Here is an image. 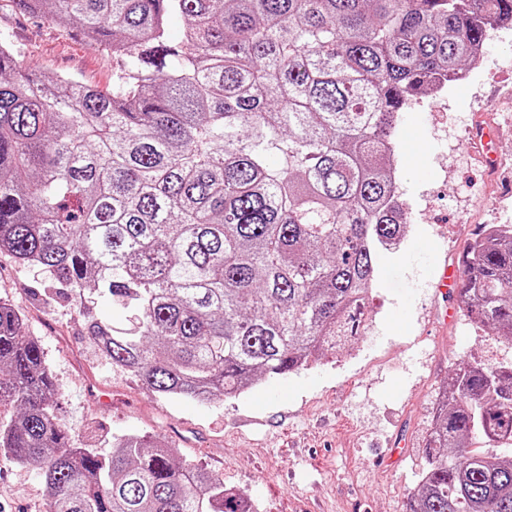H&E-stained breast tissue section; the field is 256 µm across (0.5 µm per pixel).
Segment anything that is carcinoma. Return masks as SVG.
<instances>
[{
  "label": "carcinoma",
  "mask_w": 512,
  "mask_h": 512,
  "mask_svg": "<svg viewBox=\"0 0 512 512\" xmlns=\"http://www.w3.org/2000/svg\"><path fill=\"white\" fill-rule=\"evenodd\" d=\"M108 43L101 89L19 66L0 43V252L131 314L90 315L112 364L172 399L234 397L365 329L378 261L403 236L399 114L452 83L512 0H12ZM182 40L168 41L172 18ZM282 164L273 169L267 157ZM512 337V224H487L458 291ZM0 300V456L37 463L48 512H243L224 478L137 434L75 448L39 343ZM512 366L448 375L409 512H512Z\"/></svg>",
  "instance_id": "obj_1"
}]
</instances>
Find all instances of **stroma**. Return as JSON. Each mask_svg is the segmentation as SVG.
I'll list each match as a JSON object with an SVG mask.
<instances>
[{
	"mask_svg": "<svg viewBox=\"0 0 512 512\" xmlns=\"http://www.w3.org/2000/svg\"><path fill=\"white\" fill-rule=\"evenodd\" d=\"M45 77L68 75L111 87L119 63L76 26L0 9V42ZM485 73L454 84L435 109L413 103L396 134L398 192L407 223L399 249L383 254L367 304L368 330L307 370L256 381L245 394L207 403L150 392L113 366L89 338L87 313L128 325L103 291L76 293L51 274L0 253V300L38 341L59 387L56 414L75 447L102 455L112 440L139 434L166 443L183 463L203 466L249 497L256 512H406L425 466L424 440L448 373L461 363H512V341L459 317L438 297L434 266L459 262L480 225L512 224V166L494 168L467 149L475 129H493L491 150L512 156V28L489 33ZM404 442L402 457L382 452ZM42 471L0 458V512H47Z\"/></svg>",
	"mask_w": 512,
	"mask_h": 512,
	"instance_id": "1",
	"label": "stroma"
}]
</instances>
